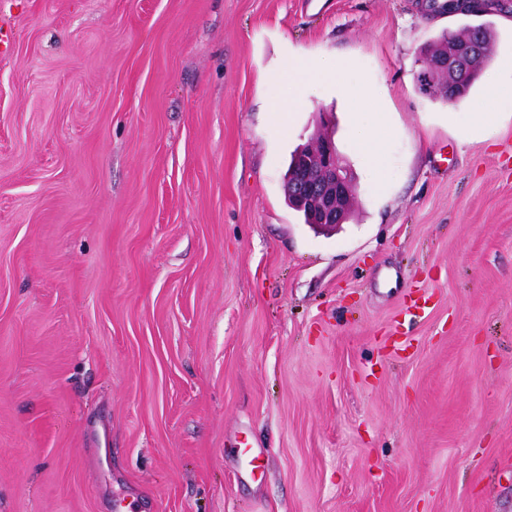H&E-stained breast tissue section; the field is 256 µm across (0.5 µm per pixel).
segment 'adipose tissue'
I'll list each match as a JSON object with an SVG mask.
<instances>
[{"label":"adipose tissue","mask_w":512,"mask_h":512,"mask_svg":"<svg viewBox=\"0 0 512 512\" xmlns=\"http://www.w3.org/2000/svg\"><path fill=\"white\" fill-rule=\"evenodd\" d=\"M336 59L330 55L308 56L295 53L285 57L267 75L265 84L272 113L280 124H287L296 108L304 102L306 90L314 85L335 80ZM488 93L473 112H451L449 126L459 127L464 140L494 137L504 118V107H512V60L486 78ZM350 121L354 142L363 158L369 175L377 185H385L388 177L387 144L394 134L391 115L379 111L378 99L365 91L352 95Z\"/></svg>","instance_id":"adipose-tissue-1"}]
</instances>
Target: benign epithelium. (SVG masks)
Segmentation results:
<instances>
[{
    "mask_svg": "<svg viewBox=\"0 0 512 512\" xmlns=\"http://www.w3.org/2000/svg\"><path fill=\"white\" fill-rule=\"evenodd\" d=\"M477 52V46L466 40L448 45L444 55L433 59H420L421 68L416 82L424 94L440 91L453 85ZM299 190L302 199L314 207L316 225L334 228L343 222V215L352 206L351 175L328 137L314 139L304 147V156L298 162V177L287 186V192Z\"/></svg>",
    "mask_w": 512,
    "mask_h": 512,
    "instance_id": "7a95c632",
    "label": "benign epithelium"
}]
</instances>
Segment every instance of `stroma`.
<instances>
[{
	"instance_id": "stroma-1",
	"label": "stroma",
	"mask_w": 512,
	"mask_h": 512,
	"mask_svg": "<svg viewBox=\"0 0 512 512\" xmlns=\"http://www.w3.org/2000/svg\"><path fill=\"white\" fill-rule=\"evenodd\" d=\"M425 0H0V512H512V120L460 146ZM332 54L280 132L264 77ZM396 133L384 190L348 114ZM327 132L354 205L289 207Z\"/></svg>"
}]
</instances>
